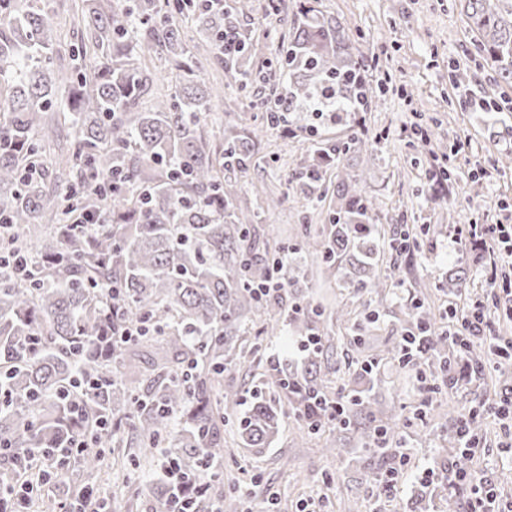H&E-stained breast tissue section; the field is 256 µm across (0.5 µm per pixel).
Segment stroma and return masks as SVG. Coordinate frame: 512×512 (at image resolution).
Returning a JSON list of instances; mask_svg holds the SVG:
<instances>
[{
  "label": "stroma",
  "instance_id": "1",
  "mask_svg": "<svg viewBox=\"0 0 512 512\" xmlns=\"http://www.w3.org/2000/svg\"><path fill=\"white\" fill-rule=\"evenodd\" d=\"M76 2H40L55 18L53 64L58 68L70 65V48L82 38L81 30L72 25ZM280 3L279 13L270 16L264 9L266 0H250L241 18L243 27L260 40L251 60L253 71L264 72L275 64L280 40L288 34L286 21L296 14L299 0ZM320 6L340 17L362 53L392 74L378 106L365 115L368 131L386 132V139L376 144L374 153H351L344 162L364 177L381 223L407 224L423 232L419 249L390 277L393 299L372 300L380 320L368 325L362 336L374 352L399 328L407 304L418 301L439 309V289L450 273L464 271L469 292L484 289L482 269L471 260V242L453 243L451 235L455 225L467 221L512 225V163L504 168L495 164L501 157L512 159V87H502L490 63L475 54L459 0H320ZM191 48L206 78L224 84V65L206 35H195ZM254 114L248 92L225 86L223 96L213 100L205 126L228 132L251 124ZM345 133V126L323 116L296 137L284 138L271 130L261 141L241 201L254 209L262 189L287 194L283 206L264 217L275 227L276 243L293 245L302 225L328 223L332 200L305 201L289 189L288 171L315 144ZM433 147L453 153L448 164L451 179L443 186L429 179ZM433 372L428 365L419 369L386 361L374 377L371 395L381 407L403 406L404 416L411 419L422 412L429 423L424 434L414 425L407 429L406 464L392 501L395 512H441L442 502L430 499L422 477L426 469L444 463L463 466L476 478L494 483L512 467L501 448L504 430L494 415H485L488 442L469 463L451 450L447 417L449 407L483 406L512 389V365L501 372L486 368L450 394L432 391ZM168 452L164 444L149 449L151 464L143 474L127 476L108 461L101 470L84 475L81 483L111 498L112 512H163L149 486L163 477ZM368 457L360 447L347 461L325 456L316 440L302 437L290 417L263 454H252L225 439L210 496L218 512H224L228 488L245 484L255 473L260 482L253 493L243 495L238 512H265L268 486L281 498L276 512H302L308 501L321 498L330 502L329 512H343L342 504L349 500L359 502V512H378L377 497L365 483Z\"/></svg>",
  "mask_w": 512,
  "mask_h": 512
}]
</instances>
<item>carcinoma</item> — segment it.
<instances>
[{"label": "carcinoma", "instance_id": "1", "mask_svg": "<svg viewBox=\"0 0 512 512\" xmlns=\"http://www.w3.org/2000/svg\"><path fill=\"white\" fill-rule=\"evenodd\" d=\"M81 2L77 20L90 40L73 46L70 68L56 70L53 18L35 0H0V262L15 253L28 259L20 274L0 267V482L30 465L36 449L49 453L83 436L90 446L64 470L95 472L127 425L140 448L165 441L176 449L177 467L188 476L184 489L157 483L156 497L169 508L188 497L194 512H210L208 490L219 476L210 465L224 456L221 428L232 417L241 447L255 454L277 437L280 416L291 415L329 456L344 457L357 440L390 457L404 441L403 416L395 406L388 415L379 411L350 380L401 360V343L388 341L371 355L356 338L339 361L327 319L362 331L378 313L364 303L325 314L309 295L303 267L285 269L293 292L258 297L255 287L284 250L269 249L260 214L240 204L256 146L268 128L282 126V113H295L298 129L310 112L335 114L352 130L348 139L315 148L291 172L306 200L333 193V216L319 228L302 225L291 251L315 255L358 294H390L381 230L362 180L338 163L328 182L321 163L367 147L352 114L372 111L379 97L344 22L320 10L319 0H306L278 66L255 77L241 5ZM464 10L478 51L512 85V0H464ZM177 14L208 33L230 80L269 88L254 94L262 121L218 145L202 126L218 91L189 47L192 37L173 22ZM228 40L237 50L224 51ZM157 54L171 64L172 92L145 110L143 60ZM59 92L74 136L58 162L71 180L56 193L28 170L46 173L37 133ZM84 213L98 220L94 230L74 223ZM141 323L145 334L112 343V334ZM281 325L303 341V361L275 370L278 399L256 391L240 414V391L224 387V373L262 367L264 342ZM248 328L257 329L251 343ZM419 328L430 333L428 355L442 385L453 389L459 378L441 367L450 351L445 327L415 303L404 330ZM500 354L499 344L473 342L461 357L480 368ZM131 372L142 378L138 390L127 385ZM432 494L449 510L458 499L446 477Z\"/></svg>", "mask_w": 512, "mask_h": 512}]
</instances>
